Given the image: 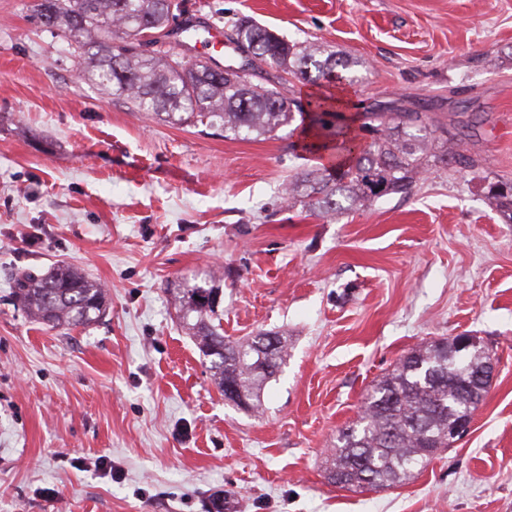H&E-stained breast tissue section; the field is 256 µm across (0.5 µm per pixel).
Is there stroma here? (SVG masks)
<instances>
[{"label": "stroma", "instance_id": "35a3bbf8", "mask_svg": "<svg viewBox=\"0 0 512 512\" xmlns=\"http://www.w3.org/2000/svg\"><path fill=\"white\" fill-rule=\"evenodd\" d=\"M230 34L253 17L365 59L357 111L403 105L464 131L476 169L326 218L288 205L319 167L302 132L229 139L78 79L34 0H0V512H512V0H184ZM103 284L90 328L34 322L20 267ZM223 271L224 334L286 337L260 412L228 404L171 289ZM477 337L496 371L469 435L395 486L326 478L327 450L408 352Z\"/></svg>", "mask_w": 512, "mask_h": 512}]
</instances>
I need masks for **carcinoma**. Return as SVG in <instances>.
<instances>
[{"mask_svg":"<svg viewBox=\"0 0 512 512\" xmlns=\"http://www.w3.org/2000/svg\"><path fill=\"white\" fill-rule=\"evenodd\" d=\"M39 17L68 43L78 58V74L123 98L136 111L166 114L175 123L196 122L224 132L258 136L290 127L296 118L316 141L304 144L311 154L330 152V160L300 179L288 182V199L319 215L342 210L337 197L352 205L392 194L406 195L432 162L474 167L459 151L462 139L448 127L434 125L427 112H344L332 94L295 111L294 99L280 83L268 87L255 78L282 72L315 84L353 82L344 75L365 61L341 56L326 42L289 41L248 16L238 18L228 40L243 54L240 66L216 75L208 62H188L166 49L176 29L141 49V38L160 33L181 12L180 0H36ZM373 128L365 142L367 128ZM492 203L512 222V182L489 190ZM215 275L176 289L180 320L210 362L219 390L234 385L259 410L264 385L276 377L287 356L285 345L263 362L254 337H224L219 304L223 296ZM16 301L41 324L89 327L106 312L104 288L66 265L45 273L20 271L13 283ZM446 341L426 343L395 365L367 392L357 420L339 431L329 449L328 479L354 491L383 489L426 466L448 447V418L465 412L469 401L466 370L483 362L480 353L458 361Z\"/></svg>","mask_w":512,"mask_h":512,"instance_id":"obj_1","label":"carcinoma"}]
</instances>
